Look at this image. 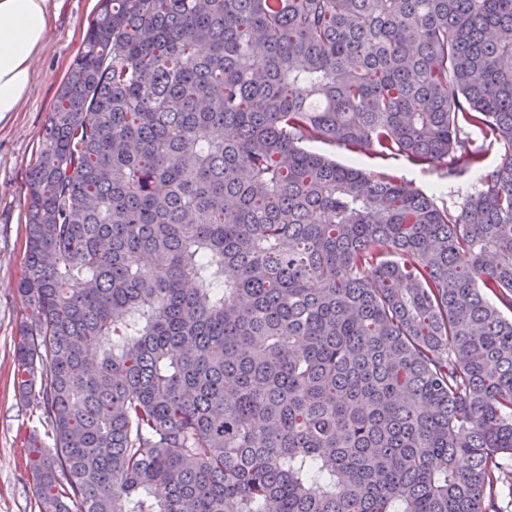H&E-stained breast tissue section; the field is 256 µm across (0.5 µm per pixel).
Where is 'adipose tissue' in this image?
I'll list each match as a JSON object with an SVG mask.
<instances>
[{
	"instance_id": "1",
	"label": "adipose tissue",
	"mask_w": 512,
	"mask_h": 512,
	"mask_svg": "<svg viewBox=\"0 0 512 512\" xmlns=\"http://www.w3.org/2000/svg\"><path fill=\"white\" fill-rule=\"evenodd\" d=\"M60 0H0V120L27 97L31 63L58 15Z\"/></svg>"
}]
</instances>
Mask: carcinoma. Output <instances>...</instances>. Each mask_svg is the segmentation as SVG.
<instances>
[{
  "mask_svg": "<svg viewBox=\"0 0 512 512\" xmlns=\"http://www.w3.org/2000/svg\"><path fill=\"white\" fill-rule=\"evenodd\" d=\"M27 191L42 512H495L512 0H100ZM303 146L309 151L327 156L339 163L349 164V162H354L358 168L367 173L389 172L400 179L408 181L415 188L428 195L435 194L438 204L444 203V205H448V208H452V202L454 201L453 198L448 196V186L452 183L472 182L477 174L473 170L460 178L448 180L447 177L443 176L442 169L427 164H420L404 155L381 157L371 153L353 154L342 147L324 141H307ZM440 189L447 193L442 199L440 198Z\"/></svg>",
  "mask_w": 512,
  "mask_h": 512,
  "instance_id": "1",
  "label": "carcinoma"
}]
</instances>
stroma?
Returning a JSON list of instances; mask_svg holds the SVG:
<instances>
[{
    "label": "stroma",
    "mask_w": 512,
    "mask_h": 512,
    "mask_svg": "<svg viewBox=\"0 0 512 512\" xmlns=\"http://www.w3.org/2000/svg\"><path fill=\"white\" fill-rule=\"evenodd\" d=\"M98 12L96 0H63L42 51L32 63L33 84L19 109L0 121V512H40L27 467L28 436L42 428L40 412L16 388L14 346L29 309L16 286L25 274L27 180L45 143V128L86 32ZM307 150L337 162L355 163L365 172L385 171L422 192L443 193L449 180L442 169L403 155L354 154L324 141Z\"/></svg>",
    "instance_id": "1"
}]
</instances>
